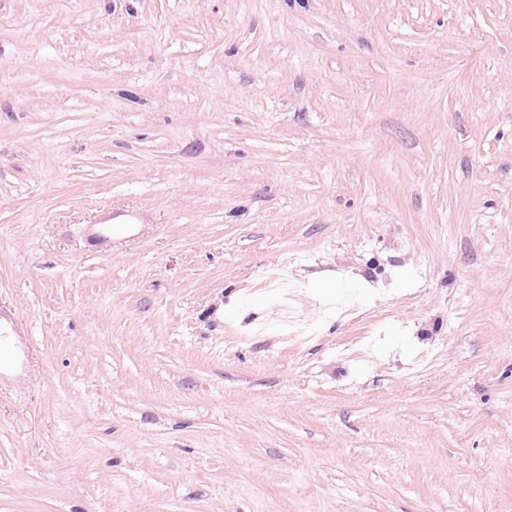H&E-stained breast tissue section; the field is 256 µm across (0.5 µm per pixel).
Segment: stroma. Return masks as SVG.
<instances>
[{"label":"stroma","instance_id":"stroma-1","mask_svg":"<svg viewBox=\"0 0 512 512\" xmlns=\"http://www.w3.org/2000/svg\"><path fill=\"white\" fill-rule=\"evenodd\" d=\"M0 310V512H512V0H0ZM116 221V219H119ZM142 215L138 210L128 209L120 212L108 213L100 218V224L93 229V234L101 241L108 242L120 235L132 224H141ZM112 221V223H109Z\"/></svg>","mask_w":512,"mask_h":512}]
</instances>
